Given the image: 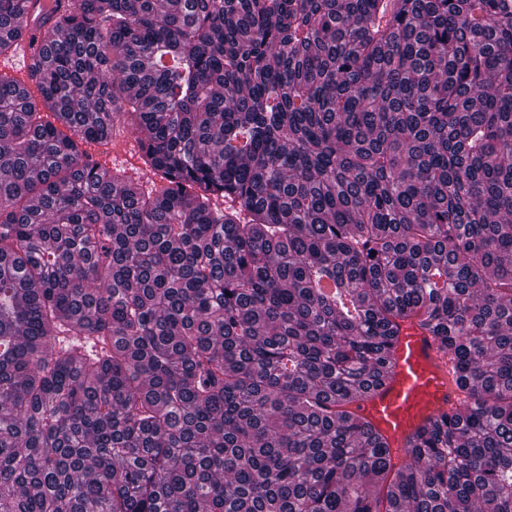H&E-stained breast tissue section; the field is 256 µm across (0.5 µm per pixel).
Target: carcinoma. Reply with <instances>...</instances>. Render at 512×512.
<instances>
[{"label": "carcinoma", "instance_id": "carcinoma-1", "mask_svg": "<svg viewBox=\"0 0 512 512\" xmlns=\"http://www.w3.org/2000/svg\"><path fill=\"white\" fill-rule=\"evenodd\" d=\"M28 17L0 512H512V0H0V57ZM399 319L466 408L396 461L352 405ZM28 29L29 35L25 34L23 37L20 54L11 62L12 65H30L34 58L33 56L38 52L45 39V27H38L31 24ZM130 135L132 134L128 129L116 128L109 141L94 144L88 150L97 161L113 157V155L122 156L124 159L119 168L127 169L130 173H141L144 168L140 159L141 153L138 151L137 144L135 143L134 147L131 143L135 141Z\"/></svg>", "mask_w": 512, "mask_h": 512}]
</instances>
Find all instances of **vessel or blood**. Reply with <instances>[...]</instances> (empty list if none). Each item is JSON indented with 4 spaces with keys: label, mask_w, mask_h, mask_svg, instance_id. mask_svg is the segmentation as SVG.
Returning a JSON list of instances; mask_svg holds the SVG:
<instances>
[{
    "label": "vessel or blood",
    "mask_w": 512,
    "mask_h": 512,
    "mask_svg": "<svg viewBox=\"0 0 512 512\" xmlns=\"http://www.w3.org/2000/svg\"><path fill=\"white\" fill-rule=\"evenodd\" d=\"M45 35V28L30 26L17 64H31ZM460 406L455 376L438 339L427 329L404 322L393 340L389 376L358 402L357 412L398 456L430 417L456 412Z\"/></svg>",
    "instance_id": "1"
}]
</instances>
